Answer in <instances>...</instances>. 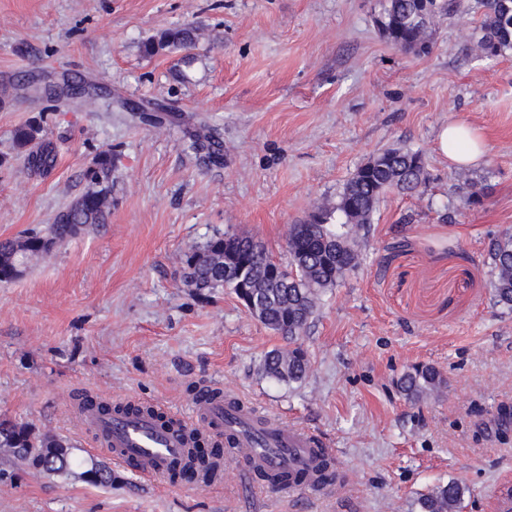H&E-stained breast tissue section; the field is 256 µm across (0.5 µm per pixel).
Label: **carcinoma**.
Masks as SVG:
<instances>
[{
	"label": "carcinoma",
	"instance_id": "obj_1",
	"mask_svg": "<svg viewBox=\"0 0 512 512\" xmlns=\"http://www.w3.org/2000/svg\"><path fill=\"white\" fill-rule=\"evenodd\" d=\"M482 8L480 25L469 34L482 56L498 58L512 52V0H478ZM425 11L429 19L451 13L468 12L466 0H385L378 19L381 36L402 52L427 55L432 50L430 23L416 20ZM199 37L193 24L167 29L142 43L147 57L166 48L182 49ZM56 152L42 141L27 155L29 167L47 173L53 169ZM112 170V153L103 150L87 172L91 182ZM430 178L424 156L406 148L387 149L360 165L346 182L336 200L323 203L301 224L291 226L287 239L288 265L277 262L272 254L252 238L215 234L204 245L186 255L181 270L182 282L199 291L229 288L242 302L256 299L247 311L265 327L272 329L295 346L273 351L265 358L266 372L280 381H298L308 372L307 353L297 340L315 313L319 296L336 287L360 265V239L365 235L381 199L390 191L414 195ZM112 201L109 190H89L66 209L45 232L32 233L13 240L0 241V281L13 279L29 264L48 254L42 242L49 236L66 242L97 224H104ZM492 290L497 304L512 309V234L507 233L490 252ZM444 382L436 367L418 364L400 379L401 391L410 399L435 391ZM191 463L173 471L180 478L192 479L200 470H208L218 450H198ZM69 443L59 437L36 435L26 423L0 421V450L38 473H64L80 470L87 478L98 474L97 484L112 483V470L94 460L80 458L68 451ZM464 487L450 480L420 493L411 504L412 512H459Z\"/></svg>",
	"mask_w": 512,
	"mask_h": 512
}]
</instances>
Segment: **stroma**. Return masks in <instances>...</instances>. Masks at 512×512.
Listing matches in <instances>:
<instances>
[{"label": "stroma", "instance_id": "stroma-1", "mask_svg": "<svg viewBox=\"0 0 512 512\" xmlns=\"http://www.w3.org/2000/svg\"><path fill=\"white\" fill-rule=\"evenodd\" d=\"M382 0H0V240L45 230L112 152L106 224L0 282V419L66 439L90 457L74 394L156 402L186 413L219 383L332 441L349 481L320 499L241 491L234 480L107 485L48 475L0 452V512H410L418 493L456 480L461 512H493L512 479V310L495 305L489 251L512 232V53L480 56L468 14L434 22V48L394 49ZM195 23L190 49L143 56L166 28ZM89 93L50 99L38 86ZM452 121L484 153L458 166L437 147ZM35 124L57 152L30 170L13 138ZM389 147L423 152L420 194L389 193L360 243L361 265L326 290L300 342L306 376L267 375L288 349L227 288L179 277L212 235L253 238L287 262L290 225L335 200ZM485 188L481 206L466 198ZM436 366L446 384L418 400L399 380Z\"/></svg>", "mask_w": 512, "mask_h": 512}]
</instances>
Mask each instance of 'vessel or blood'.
<instances>
[{
	"mask_svg": "<svg viewBox=\"0 0 512 512\" xmlns=\"http://www.w3.org/2000/svg\"><path fill=\"white\" fill-rule=\"evenodd\" d=\"M75 417L94 434L100 452L114 464L132 468L147 483L189 464L193 438L199 433L224 440V454L214 460L208 478L212 485L231 474L244 482L261 474L280 489H302L317 497L323 489L320 463L336 457L329 442L318 435L261 414L240 397H213L207 388L193 399L190 415H170L165 426L150 412L106 414L94 406L76 410ZM228 458L235 460V472L225 469Z\"/></svg>",
	"mask_w": 512,
	"mask_h": 512,
	"instance_id": "obj_1",
	"label": "vessel or blood"
}]
</instances>
